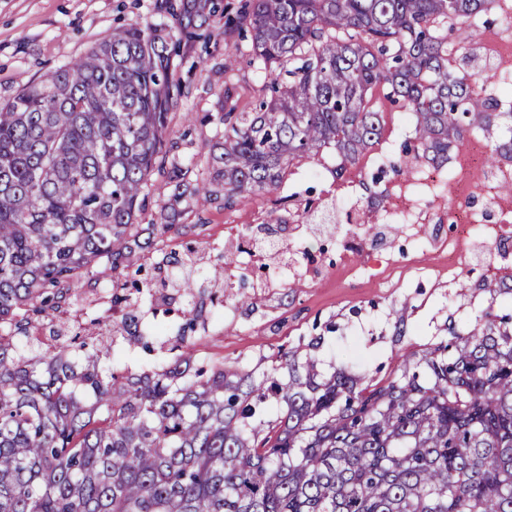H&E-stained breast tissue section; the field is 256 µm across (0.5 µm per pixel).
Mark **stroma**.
<instances>
[{"mask_svg": "<svg viewBox=\"0 0 512 512\" xmlns=\"http://www.w3.org/2000/svg\"><path fill=\"white\" fill-rule=\"evenodd\" d=\"M207 40L185 43L175 58L176 76L189 94L169 114L171 154L190 157V180L208 179V144L223 132L228 109L253 111L263 95L264 73L249 63L250 40L227 32L225 7L239 0H216ZM154 0H0V102L29 82L84 54L120 25H145L153 20ZM310 162L289 167L279 193L246 194L232 205L216 200L202 208H183L176 229L167 233L164 248L193 241L202 248H223L224 229L273 224L278 218L309 211L310 221L324 225L321 234L303 230L284 234L294 260L281 267L266 297L252 313L229 310L223 323H210L196 348L212 362L243 361L255 365L259 356L308 343L321 337L319 353L325 369H345L376 382L386 378L397 358L406 352L452 340L468 331L485 312L512 313V296H491L482 286L478 262L492 244L464 228L456 218L464 199L446 200L427 194L414 203L424 215L419 224L402 223L386 207L399 179L378 175L368 161L351 168L357 188L353 196H338L335 161L324 155L319 175H310ZM385 227L381 244L370 237L353 239L358 225ZM454 240L467 239L472 260L428 252L433 229ZM311 257H303L304 247ZM305 286L284 297L291 278ZM112 272L100 266L97 274L79 284L87 306L66 307L63 322L75 330L90 328L93 319L112 316ZM403 331H396V324Z\"/></svg>", "mask_w": 512, "mask_h": 512, "instance_id": "obj_1", "label": "stroma"}]
</instances>
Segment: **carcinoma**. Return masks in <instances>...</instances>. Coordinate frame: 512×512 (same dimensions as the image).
I'll use <instances>...</instances> for the list:
<instances>
[{"label": "carcinoma", "mask_w": 512, "mask_h": 512, "mask_svg": "<svg viewBox=\"0 0 512 512\" xmlns=\"http://www.w3.org/2000/svg\"><path fill=\"white\" fill-rule=\"evenodd\" d=\"M209 8L157 0L158 22L112 29L0 103V512H512L508 319L401 355L382 385L326 372L317 338L261 370L211 363L193 336L205 306L253 311L234 284L254 273L240 249L161 247L183 203L276 193L292 162L323 149L342 176L383 139L380 91L413 117L394 172L441 167L468 135L490 143L489 168L511 163L512 112L478 80L494 0H245L229 30L250 29L271 95L224 113L210 179L192 187V160L166 149L185 96L168 40L198 37ZM450 31L469 46L464 69L448 67ZM156 171L175 206L139 224ZM279 231L240 239L286 260ZM102 263L123 277L112 303L124 313L81 340L51 316ZM146 299L183 304L175 355L106 371L115 336L151 350ZM31 313L52 345L20 341Z\"/></svg>", "instance_id": "cac0c4a2"}]
</instances>
